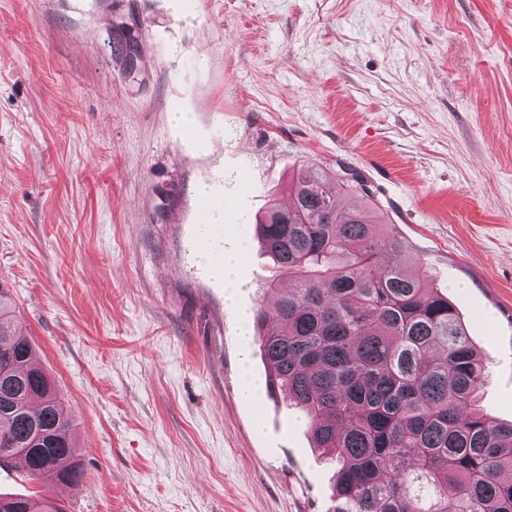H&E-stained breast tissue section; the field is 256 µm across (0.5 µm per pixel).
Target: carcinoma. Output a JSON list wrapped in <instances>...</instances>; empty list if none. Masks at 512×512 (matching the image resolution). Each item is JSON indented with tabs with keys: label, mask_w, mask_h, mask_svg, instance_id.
I'll return each instance as SVG.
<instances>
[{
	"label": "carcinoma",
	"mask_w": 512,
	"mask_h": 512,
	"mask_svg": "<svg viewBox=\"0 0 512 512\" xmlns=\"http://www.w3.org/2000/svg\"><path fill=\"white\" fill-rule=\"evenodd\" d=\"M300 170L292 203L255 232L274 261L268 287L294 286L255 312L269 388L304 415L313 447L336 458L334 512H512V423L476 405L482 359L448 296L408 272L364 178ZM0 281V465L79 485L66 401L19 332ZM0 512H63L33 495Z\"/></svg>",
	"instance_id": "1"
}]
</instances>
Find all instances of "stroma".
<instances>
[{
	"mask_svg": "<svg viewBox=\"0 0 512 512\" xmlns=\"http://www.w3.org/2000/svg\"><path fill=\"white\" fill-rule=\"evenodd\" d=\"M305 165L365 178L512 422V0H0V279L83 472L65 493L6 463L0 494L332 512L338 462L238 335L273 273L238 216ZM203 183L224 202L204 239ZM228 252L231 302L210 272Z\"/></svg>",
	"mask_w": 512,
	"mask_h": 512,
	"instance_id": "stroma-1",
	"label": "stroma"
}]
</instances>
